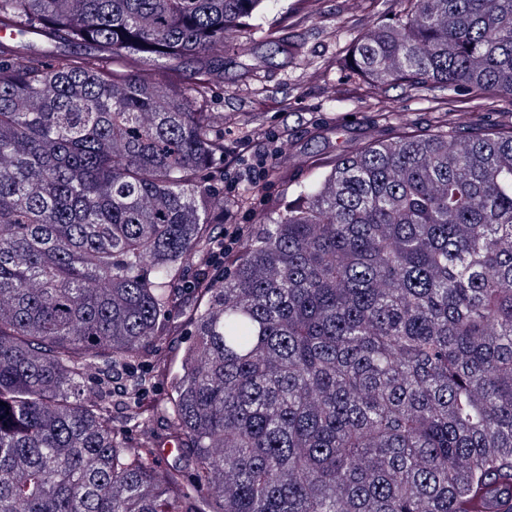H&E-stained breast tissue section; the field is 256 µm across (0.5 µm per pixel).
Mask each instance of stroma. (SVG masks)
<instances>
[{
  "instance_id": "1",
  "label": "stroma",
  "mask_w": 512,
  "mask_h": 512,
  "mask_svg": "<svg viewBox=\"0 0 512 512\" xmlns=\"http://www.w3.org/2000/svg\"><path fill=\"white\" fill-rule=\"evenodd\" d=\"M404 7L405 0H278L263 29L241 35V53L225 54L224 81L211 108L224 115L225 175L236 182L224 197L245 196V205L233 215L248 230L225 255L222 270L243 258L260 224L297 183L328 170L339 155L373 141L430 133L444 122L459 131L476 124L512 126L507 99L489 109L483 98L464 92L377 88L350 74V45ZM269 27L289 45V54L266 44ZM243 115L259 129L253 139L239 133ZM194 269L185 265L174 281L179 293L170 322L178 333L159 346L173 359L186 343L180 334L184 314L196 304L194 293L183 288Z\"/></svg>"
}]
</instances>
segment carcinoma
<instances>
[{"label": "carcinoma", "mask_w": 512, "mask_h": 512, "mask_svg": "<svg viewBox=\"0 0 512 512\" xmlns=\"http://www.w3.org/2000/svg\"><path fill=\"white\" fill-rule=\"evenodd\" d=\"M269 0H0V512H481L512 501V127L373 142L197 289L224 51ZM372 83L512 98V0H408ZM127 409L114 414V379ZM195 269L194 264L185 265L181 271L176 275L174 281V288L178 289V302L172 308L170 323L173 327L180 329V336H169L165 341H163L159 345V350L163 353V355H167L172 360V370L174 372L178 369V361L177 357L180 355L182 351V347L185 346L186 341L189 339V336H181L186 335L187 324L184 323V314L185 311L193 308L196 305L195 294L192 292H188L185 288H182L184 281L187 277H191Z\"/></svg>", "instance_id": "carcinoma-1"}]
</instances>
